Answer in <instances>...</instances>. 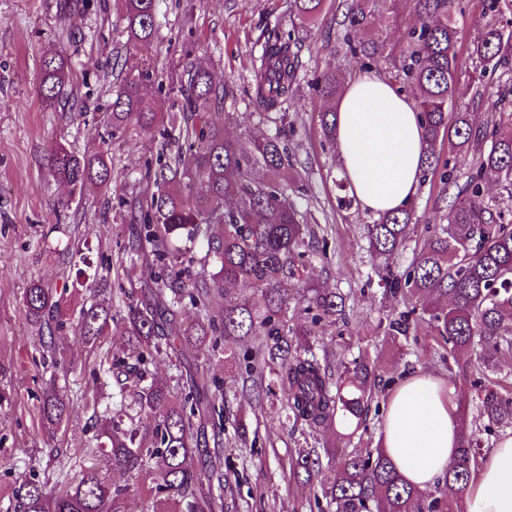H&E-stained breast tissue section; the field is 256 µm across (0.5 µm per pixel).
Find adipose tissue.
Masks as SVG:
<instances>
[{
	"label": "adipose tissue",
	"instance_id": "ef3b65f1",
	"mask_svg": "<svg viewBox=\"0 0 512 512\" xmlns=\"http://www.w3.org/2000/svg\"><path fill=\"white\" fill-rule=\"evenodd\" d=\"M423 129L411 98L373 72L349 79L336 104V148L349 191L382 214L410 203L423 172ZM460 441L454 386L430 374L408 378L391 396L381 445L405 481L442 480ZM468 512H512V435L482 458Z\"/></svg>",
	"mask_w": 512,
	"mask_h": 512
}]
</instances>
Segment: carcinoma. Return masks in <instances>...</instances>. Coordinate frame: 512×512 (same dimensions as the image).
<instances>
[{"label": "carcinoma", "instance_id": "1", "mask_svg": "<svg viewBox=\"0 0 512 512\" xmlns=\"http://www.w3.org/2000/svg\"><path fill=\"white\" fill-rule=\"evenodd\" d=\"M159 0H121L127 45L136 49L155 36ZM324 0H295L296 17L317 16ZM415 24L393 42L377 28L375 16L394 12L392 0H350L343 28L337 33L345 52L369 68L394 69L414 88L425 128V171L440 165L438 146L456 138L472 155L474 173L448 208V223L425 225V238L413 262L401 275L381 278L406 310L388 320L384 336L391 344L408 336L411 326L444 344L451 356L467 359L463 375L477 392L474 425L463 429L457 459L443 482L419 489L407 484L379 449H354L341 456L322 487L326 506L335 512H464L473 472L482 454V435L512 429V371L501 363L512 355V220L485 203V190L496 183L512 192V133L501 131L496 118L474 125L468 112H451L459 79L469 74L479 86L489 73L512 70V33L488 24L472 41L467 71L457 51L454 0H411ZM292 33L267 34L256 72L254 102L263 112H278L293 96L300 67ZM187 82L172 81L169 90L183 97L181 144L173 154L159 153L146 166L144 180L154 191L140 200L123 201L137 228L128 251L150 247L154 259L145 265L140 294L119 290L117 304L93 299L82 304L76 323L63 320L64 295L33 282L22 299L25 319L48 329L42 344L43 367H51L38 416L41 428L56 430L70 420L72 390L66 358L57 351L55 333L75 327L85 344L99 347L105 337L119 336L122 345L104 352L101 366L109 383L90 397L96 444L82 459L49 455L58 460L47 477L21 476L5 512H215L217 498L203 484L224 491L223 382L181 370L182 351L212 337L257 342L258 354L281 360L273 385L280 409L312 431L338 424L356 433L365 426L378 379L377 367L356 357L332 372L327 358L312 346L294 349L291 337L308 343L321 318L343 314L341 295L316 288L302 262L310 249L312 226L289 200L299 187L289 178L292 167L281 135L246 142L226 135L230 112H212L224 103V86L209 71L187 61ZM343 75L327 72L315 88L336 100ZM70 82L67 60L57 51L44 53L39 96L52 109L62 103ZM163 90L155 66L142 60L122 72L107 127L114 136L135 122L161 127L154 111L155 94ZM51 174L81 189L88 183L112 181L108 154H79L56 142L47 155ZM414 211L406 206L367 225L370 248L394 255L414 232ZM212 264L216 272L192 274L195 264ZM304 285L306 310L316 311L312 324L289 323L292 301L288 282ZM247 293L238 303L214 311L210 300L230 292ZM197 311L190 324L180 323L185 307ZM175 364L177 373L164 382L150 366L158 358ZM213 437L218 449L196 463L195 436ZM328 449H294L292 465L306 474L322 471ZM111 461L103 471L98 458ZM64 483L55 495L50 483Z\"/></svg>", "mask_w": 512, "mask_h": 512}]
</instances>
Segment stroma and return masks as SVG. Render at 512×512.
<instances>
[{
    "mask_svg": "<svg viewBox=\"0 0 512 512\" xmlns=\"http://www.w3.org/2000/svg\"><path fill=\"white\" fill-rule=\"evenodd\" d=\"M459 26L457 51L468 58L480 26L493 21L512 32V0H500L497 11L484 0H456ZM345 0H325L320 15L296 25L293 0H160L158 35L150 44L127 51L119 0H0V361L10 366L7 378L18 397L15 407L0 410V453L15 467L0 471V498L9 499L16 479L31 462L52 467L49 449L77 454L93 435L90 409L74 401L68 427L47 434L34 417L42 387V371L33 362L40 351L37 328L22 314V297L31 281L46 287H71L76 280L75 249L88 250L108 287L134 290L124 244L132 223L121 200L138 196L146 186L141 176L160 143L137 124L110 139L112 161L109 188L96 185L75 191L49 172L45 158L53 142L64 141L80 153L96 151L119 81L115 60L136 63L148 59L167 74L193 56L217 83L226 86L224 111L233 113L229 136L237 138L281 133L301 188L296 197L317 239L326 251L314 254L308 268L311 281L343 296L344 314L325 322L317 338L332 366L364 353L377 361L383 385L377 386L366 427L342 438L335 428L311 433L305 425L280 418L270 399H258L247 370L254 356L250 342L236 343V358L224 359L223 347L205 345L191 350L187 362L207 376L224 382V495L218 512H319L321 480H297L291 455L298 443L316 448L334 446L336 453L353 448H377L388 398L406 378L431 373L454 385L461 394L460 410L473 412L474 392L443 360V350L431 337L418 335L401 346L385 343L383 325L403 311L398 298L385 291L376 274L383 264L403 273L421 246L411 236L390 261L368 249L365 227L376 215L359 204L344 205L338 187L341 166L335 145L323 134L318 115L325 106L314 83L325 71L340 69L345 77L362 72L358 59L346 55L337 41ZM296 29L301 66L292 98L284 112L264 113L253 104L252 61L259 37L271 28ZM63 53L71 64L70 107L45 109L38 96L39 61L47 48ZM512 84V71L487 75L481 97H474L468 80L455 95L458 110L472 113L483 124L498 112L501 89ZM441 161L450 180L423 176L413 202L417 224H442L448 203L471 173L472 161L455 144L442 143ZM58 345L73 363L70 377L92 387V367L98 357L75 333L61 335Z\"/></svg>",
    "mask_w": 512,
    "mask_h": 512,
    "instance_id": "stroma-1",
    "label": "stroma"
}]
</instances>
